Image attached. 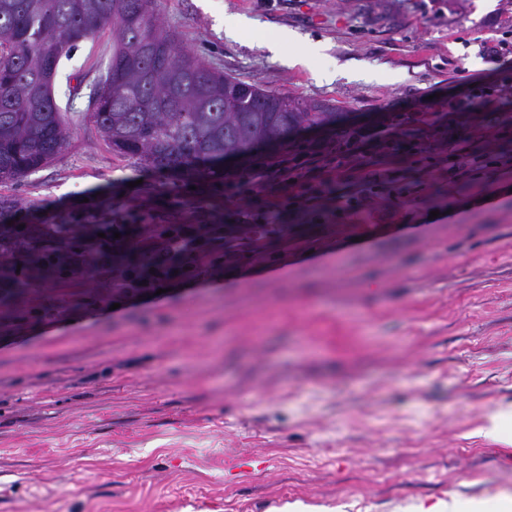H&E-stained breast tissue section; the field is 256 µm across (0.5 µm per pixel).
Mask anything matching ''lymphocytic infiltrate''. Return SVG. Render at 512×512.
I'll return each mask as SVG.
<instances>
[{"label":"lymphocytic infiltrate","instance_id":"lymphocytic-infiltrate-1","mask_svg":"<svg viewBox=\"0 0 512 512\" xmlns=\"http://www.w3.org/2000/svg\"><path fill=\"white\" fill-rule=\"evenodd\" d=\"M367 134L360 129L346 132L331 144H311L305 147H289L287 154L274 165H260L253 173L256 183H263L269 169L281 170L288 178V191L291 195V209H284L279 198H271L262 215H254L243 210L239 213L236 226L226 229L220 225L211 226L214 241L224 247L227 261H235L239 244L259 248L263 242L277 235L283 228L289 212L311 214L315 211H333V201L323 191L307 189L306 183L310 168L322 166L332 171H357L360 196L371 193V186L380 178L379 172L369 170L361 143ZM448 164V176L453 181L471 178L473 173L492 167H512V153H489L467 145L466 141L449 138L448 153L444 157ZM201 231L197 224H174L168 232L158 238L145 240L141 249L146 263L135 266L114 263L112 286L122 295L155 296L158 289L164 288L173 275L185 278L201 276L207 268L205 254L197 247Z\"/></svg>","mask_w":512,"mask_h":512}]
</instances>
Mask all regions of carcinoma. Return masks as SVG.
<instances>
[{
    "instance_id": "cac0c4a2",
    "label": "carcinoma",
    "mask_w": 512,
    "mask_h": 512,
    "mask_svg": "<svg viewBox=\"0 0 512 512\" xmlns=\"http://www.w3.org/2000/svg\"><path fill=\"white\" fill-rule=\"evenodd\" d=\"M154 0H0V180L26 176L61 151L51 77L78 41L112 28V54L91 118L113 152L188 179L218 177L234 153L334 126L339 113L245 83L181 47L153 17ZM32 276L54 265L25 256Z\"/></svg>"
}]
</instances>
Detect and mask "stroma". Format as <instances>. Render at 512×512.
Segmentation results:
<instances>
[{"label": "stroma", "mask_w": 512, "mask_h": 512, "mask_svg": "<svg viewBox=\"0 0 512 512\" xmlns=\"http://www.w3.org/2000/svg\"><path fill=\"white\" fill-rule=\"evenodd\" d=\"M158 24L225 74L388 131L403 105L448 112L512 75V0H155ZM293 34L290 65L268 48ZM112 31L62 61L65 143L0 182V261L23 246L144 239L171 224L262 212L252 164L220 180L112 151L90 92ZM76 76L77 91L67 78ZM383 162L400 201L282 236L162 298L120 299L104 273H64L0 305V512H408L419 498L495 501L512 489V169L450 184L430 154Z\"/></svg>", "instance_id": "obj_1"}]
</instances>
